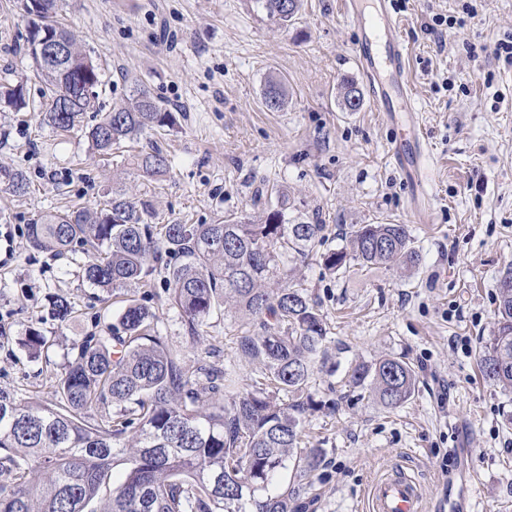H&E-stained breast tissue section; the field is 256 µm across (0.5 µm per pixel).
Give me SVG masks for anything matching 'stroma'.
Masks as SVG:
<instances>
[{"label":"stroma","mask_w":512,"mask_h":512,"mask_svg":"<svg viewBox=\"0 0 512 512\" xmlns=\"http://www.w3.org/2000/svg\"><path fill=\"white\" fill-rule=\"evenodd\" d=\"M406 71L418 103L435 203L415 223L411 187L389 158L391 133L368 104L345 108L342 85L363 80L352 54L355 26L341 0H301L291 22L268 18L256 0H65L66 23L105 69L100 111L146 85L175 105L173 130L145 132L171 159L146 181L131 154L102 160L85 131L100 112L60 134L40 116L42 83L26 37L20 0H0V83L25 81L29 106L0 104V163L23 171L27 195L0 191V389L48 400L72 344L112 322L120 296L83 281L70 258L31 248L26 226L72 204L97 207L113 188L147 197L157 224H209L217 216L264 223L271 190L285 192L287 214L325 224L331 249L352 224L408 225L422 260L410 273L357 264L334 274L316 256L290 265L328 328L325 364L309 392L303 445L323 451L305 479L304 512H366L368 485L403 467L434 512L448 488L477 481L472 512H512V395L485 381L479 342L488 337L497 284L512 269V65L493 55L512 35V0H397ZM473 4L476 18L465 17ZM437 14L461 18L437 39L424 25ZM282 80L286 104L268 109L263 93ZM145 302L170 346L188 349L186 370L206 362L249 382L255 365L238 353L242 320L215 313L190 345L169 305L161 275ZM76 317L56 320L54 297ZM35 329L54 346L31 358L19 340ZM401 357L415 369L414 395L387 409L349 383L352 367Z\"/></svg>","instance_id":"obj_1"}]
</instances>
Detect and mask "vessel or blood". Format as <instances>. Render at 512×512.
I'll return each instance as SVG.
<instances>
[{
	"label": "vessel or blood",
	"instance_id": "b4317fda",
	"mask_svg": "<svg viewBox=\"0 0 512 512\" xmlns=\"http://www.w3.org/2000/svg\"><path fill=\"white\" fill-rule=\"evenodd\" d=\"M359 29L353 53L369 89L372 109L395 131L390 153L411 182V210L419 223L429 221L433 194L426 176L429 147L422 140L415 98L406 76L407 46L399 31L393 0H342ZM368 512H422L419 483L397 468L371 482Z\"/></svg>",
	"mask_w": 512,
	"mask_h": 512
}]
</instances>
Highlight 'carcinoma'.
Instances as JSON below:
<instances>
[{
	"mask_svg": "<svg viewBox=\"0 0 512 512\" xmlns=\"http://www.w3.org/2000/svg\"><path fill=\"white\" fill-rule=\"evenodd\" d=\"M266 14L289 21L298 0H260ZM32 16L28 47L38 76L50 92L43 122L68 133L94 109L101 70L75 34L58 20L60 0H25ZM61 38L67 56L39 55L40 39ZM265 104L284 105L278 81H269ZM0 100L27 106L22 84L0 85ZM176 113L142 85L103 113L88 132L100 156L153 128H171ZM143 176L166 174L169 160L151 143L136 158ZM0 189L24 196L29 180L0 166ZM286 203L277 201L263 224L218 217L211 224H153L150 201L113 190L94 210L48 212L27 227L29 243L53 255L81 250L83 278L100 288L124 290L126 304L112 324L73 346L53 385L49 403L23 401L0 389V512H294L296 488L269 493L281 471L311 476L322 449L300 450L304 401L318 358L325 355L326 323L318 304L290 283L288 262L308 257L325 243V225L290 223ZM347 247L320 258L334 273L354 259L362 265L414 268L420 253L406 224H354ZM163 274L169 304L178 309L192 342L203 339L212 315L229 305L256 322L237 337V351L256 363L244 389L227 368L204 364L203 387L189 376L183 353L155 329L156 315L135 290ZM492 336L482 342L478 365L483 378L512 393V285L497 286ZM74 307L53 302L64 322ZM23 344L47 354L48 341L31 329ZM350 382L388 408L415 392L417 374L401 357L352 368ZM291 402L279 405V394ZM135 429L134 443L123 435ZM124 475L112 486V466Z\"/></svg>",
	"mask_w": 512,
	"mask_h": 512,
	"instance_id": "carcinoma-1",
	"label": "carcinoma"
}]
</instances>
